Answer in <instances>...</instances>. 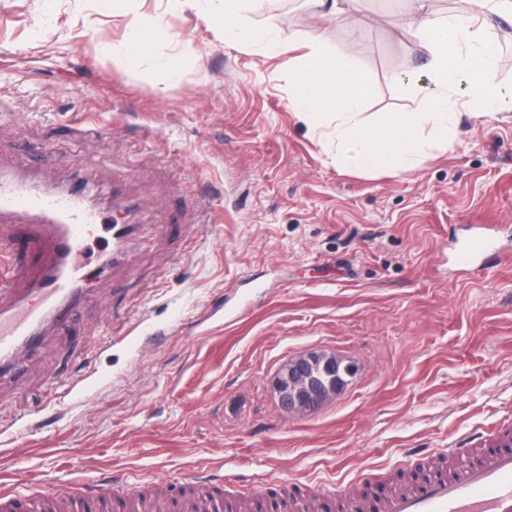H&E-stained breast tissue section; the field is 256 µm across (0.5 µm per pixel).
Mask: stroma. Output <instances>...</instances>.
Listing matches in <instances>:
<instances>
[{
  "mask_svg": "<svg viewBox=\"0 0 512 512\" xmlns=\"http://www.w3.org/2000/svg\"><path fill=\"white\" fill-rule=\"evenodd\" d=\"M224 0H0V177L81 186L102 225L138 226L119 270L96 231L79 319L0 379V490L219 476L260 501L284 480L335 491L412 454L512 429V118H464L410 173L360 174L289 107L308 52L226 40ZM414 0H260L249 27L312 31L365 70L366 118L413 111L426 58ZM168 38L130 67L134 16ZM87 121L92 133L72 136ZM495 250L458 254L478 231ZM308 350L357 372L319 410L280 407L274 378Z\"/></svg>",
  "mask_w": 512,
  "mask_h": 512,
  "instance_id": "stroma-1",
  "label": "stroma"
}]
</instances>
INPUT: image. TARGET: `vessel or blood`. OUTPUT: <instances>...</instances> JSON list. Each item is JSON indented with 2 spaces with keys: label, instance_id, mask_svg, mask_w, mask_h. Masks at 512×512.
I'll return each instance as SVG.
<instances>
[{
  "label": "vessel or blood",
  "instance_id": "1",
  "mask_svg": "<svg viewBox=\"0 0 512 512\" xmlns=\"http://www.w3.org/2000/svg\"><path fill=\"white\" fill-rule=\"evenodd\" d=\"M0 248L17 239L38 254L35 265L18 264L17 282L8 302L0 301V374H12L23 356L40 343L46 329L68 327L83 293L84 272L75 256L95 231L96 218L78 196H36L22 183L0 182ZM135 225L111 224L112 259L120 261ZM467 469L419 483L405 490H384L366 500L353 498L350 512H512V448L476 449ZM220 480L185 474L176 484L184 512L217 497ZM78 502L54 498L25 499L0 491V512H77Z\"/></svg>",
  "mask_w": 512,
  "mask_h": 512
}]
</instances>
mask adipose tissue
Here are the masks:
<instances>
[{
    "label": "adipose tissue",
    "mask_w": 512,
    "mask_h": 512,
    "mask_svg": "<svg viewBox=\"0 0 512 512\" xmlns=\"http://www.w3.org/2000/svg\"><path fill=\"white\" fill-rule=\"evenodd\" d=\"M473 2V12L448 18L418 6L405 31L429 55V85L417 111L382 112L371 123L362 112L370 91L365 72L325 50L319 37H311L307 59L293 71L289 103L301 121L335 143L337 166L362 173L407 174L424 162L426 145H453L462 116L512 110V88L496 82L498 44L488 22L489 15L512 14V0ZM243 8L244 0H224L223 10L209 21L227 37H246L265 43L269 51L282 52L267 30L243 25ZM164 37L158 24L145 18L132 21L121 49L124 63L138 64ZM425 132L430 135L426 141L421 138Z\"/></svg>",
    "instance_id": "adipose-tissue-1"
}]
</instances>
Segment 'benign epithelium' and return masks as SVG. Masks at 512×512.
<instances>
[{
    "instance_id": "7a95c632",
    "label": "benign epithelium",
    "mask_w": 512,
    "mask_h": 512,
    "mask_svg": "<svg viewBox=\"0 0 512 512\" xmlns=\"http://www.w3.org/2000/svg\"><path fill=\"white\" fill-rule=\"evenodd\" d=\"M356 371V365L346 358L302 353L290 359L276 378L279 404L288 411L310 413L340 395Z\"/></svg>"
}]
</instances>
